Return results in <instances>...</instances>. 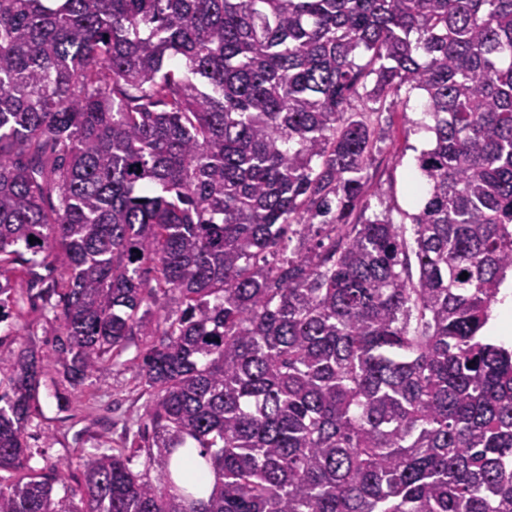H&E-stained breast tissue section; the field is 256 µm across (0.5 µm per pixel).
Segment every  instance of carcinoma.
I'll return each mask as SVG.
<instances>
[{"label": "carcinoma", "instance_id": "carcinoma-1", "mask_svg": "<svg viewBox=\"0 0 512 512\" xmlns=\"http://www.w3.org/2000/svg\"><path fill=\"white\" fill-rule=\"evenodd\" d=\"M404 86L434 133L411 247L349 222L387 134L352 101ZM57 269L36 298L72 384L151 337L145 445L86 452L75 487L26 469L23 347L0 512H512V349L487 335L512 273V0H0V323ZM194 448L206 500L172 476Z\"/></svg>", "mask_w": 512, "mask_h": 512}]
</instances>
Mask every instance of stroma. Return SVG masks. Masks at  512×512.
I'll return each instance as SVG.
<instances>
[{
    "instance_id": "1",
    "label": "stroma",
    "mask_w": 512,
    "mask_h": 512,
    "mask_svg": "<svg viewBox=\"0 0 512 512\" xmlns=\"http://www.w3.org/2000/svg\"><path fill=\"white\" fill-rule=\"evenodd\" d=\"M398 105L383 103L374 120L389 129L366 172L368 206L357 214L364 221L377 214L390 215L397 224L407 221L416 210L417 198L409 190V176L416 172V158L433 138L427 131L420 91L400 90ZM18 335V343L35 349L45 358L40 399L26 432L37 448L29 464L41 470H57L61 480L73 486L80 479L79 457L98 445L118 447L126 428L136 427L147 400L139 384L136 356L144 348L143 337L130 341L122 365L104 358L83 384L72 385L54 361L57 324L52 314L29 298H20L14 318L0 324V358L9 359L16 343L8 334Z\"/></svg>"
}]
</instances>
